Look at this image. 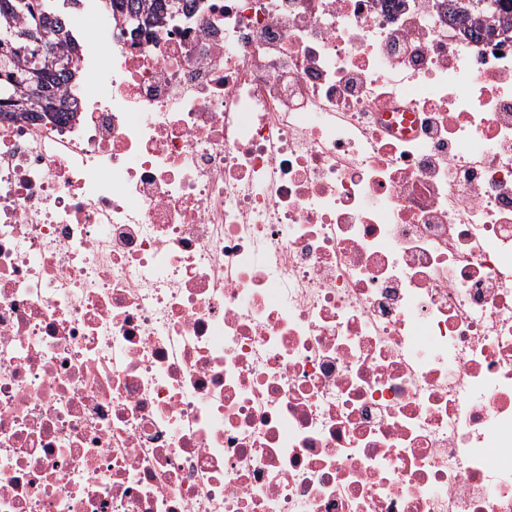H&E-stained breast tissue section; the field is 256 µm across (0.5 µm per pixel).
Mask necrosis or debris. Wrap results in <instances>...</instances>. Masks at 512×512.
Returning <instances> with one entry per match:
<instances>
[{"label": "necrosis or debris", "instance_id": "1", "mask_svg": "<svg viewBox=\"0 0 512 512\" xmlns=\"http://www.w3.org/2000/svg\"><path fill=\"white\" fill-rule=\"evenodd\" d=\"M80 22L74 118L0 123V512H512V41Z\"/></svg>", "mask_w": 512, "mask_h": 512}]
</instances>
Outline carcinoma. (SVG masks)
I'll return each mask as SVG.
<instances>
[{"label":"carcinoma","mask_w":512,"mask_h":512,"mask_svg":"<svg viewBox=\"0 0 512 512\" xmlns=\"http://www.w3.org/2000/svg\"><path fill=\"white\" fill-rule=\"evenodd\" d=\"M58 0H0V108L19 112L20 101L28 99L33 85L28 82L24 67L17 62V50L31 57L40 49V31L52 32L50 49L58 56L72 61L71 50L78 37L65 27L68 13L56 6ZM448 21L457 23L469 32L487 37L498 36L504 29L512 30V0H495L491 9L482 0H446ZM175 0H102V7L121 13L129 23L141 26L160 23L176 9ZM24 19L19 25L17 21ZM76 69L56 68L42 73L40 84L48 102L45 111L60 119L75 111L72 103L61 98V89L74 79Z\"/></svg>","instance_id":"cac0c4a2"}]
</instances>
